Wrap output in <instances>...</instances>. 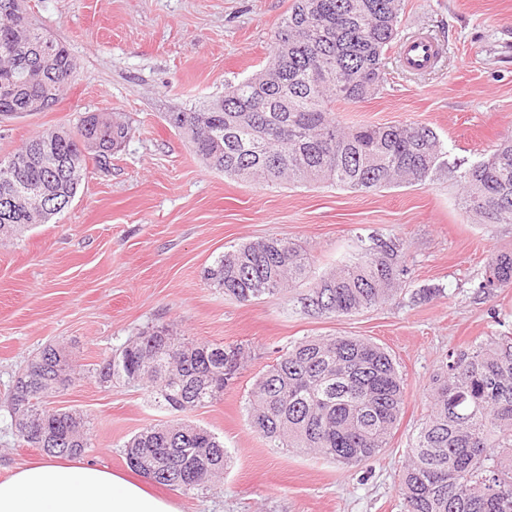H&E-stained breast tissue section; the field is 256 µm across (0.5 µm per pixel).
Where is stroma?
Masks as SVG:
<instances>
[{"label": "stroma", "mask_w": 512, "mask_h": 512, "mask_svg": "<svg viewBox=\"0 0 512 512\" xmlns=\"http://www.w3.org/2000/svg\"><path fill=\"white\" fill-rule=\"evenodd\" d=\"M294 0H25L47 35L69 49L75 79L50 111L0 123V156L82 113L109 112L131 134L109 168L88 162L71 205L50 223L0 242V479L41 459L11 427L8 393L41 348L58 342L76 369L156 326L248 358L220 401L186 420L223 438V479L185 494L156 493L181 512H404L398 475L428 413L426 390L447 355L512 334V288L477 292L490 255L512 249V224H471L454 164L486 158L512 137V0H404L399 38L431 36L443 47L434 69L404 70L386 53L379 91L340 103L343 125L408 122L432 128L448 165L423 185L358 192L268 187L207 168L165 115L205 104L260 68ZM371 235L403 245L402 288L386 304L327 318L304 309L307 287L244 305L209 286L203 271L231 247L285 237L311 254L318 277ZM420 288L443 289L433 302ZM372 340L405 383L388 448L356 467L293 449L274 450L246 424L256 378L290 343L310 336ZM91 420L86 463L127 472L124 443L169 420L142 389L100 388L84 378L52 398Z\"/></svg>", "instance_id": "obj_1"}]
</instances>
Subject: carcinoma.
<instances>
[{
    "label": "carcinoma",
    "instance_id": "carcinoma-1",
    "mask_svg": "<svg viewBox=\"0 0 512 512\" xmlns=\"http://www.w3.org/2000/svg\"><path fill=\"white\" fill-rule=\"evenodd\" d=\"M402 0H294L274 33L273 50L250 77L201 107L166 114L210 169L268 186L327 183L361 191L424 184L447 151L429 127L407 122L345 126L336 102L373 96L397 37ZM23 0H0V119L47 112L72 83L68 49L24 16ZM54 58L31 67L25 48ZM129 126L86 112L74 127L43 131L2 157L0 199L38 186L60 206L26 199L3 210L0 239L46 224L72 203L87 163L109 164ZM462 209L478 224H512V139L460 167ZM310 258L286 237L224 252L204 280L251 304L308 278ZM404 274L403 248L372 235L349 261L309 289L304 307L342 316L380 306ZM512 287V251L493 254L478 291ZM242 348L189 341L154 327L112 350L89 370L105 388L142 385L173 419L143 429L124 445L126 464L186 494L224 475L228 453L212 431L178 414L218 401L243 367ZM63 344L44 347L13 381L11 426L47 457H78L91 447L88 416L51 409L45 399L73 382ZM430 410L407 448L399 478L405 512H512V336H491L448 353L428 387ZM405 402L391 355L356 337H307L286 348L252 388L249 428L270 448H299L347 467L388 447Z\"/></svg>",
    "mask_w": 512,
    "mask_h": 512
}]
</instances>
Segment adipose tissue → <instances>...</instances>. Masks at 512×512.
Returning <instances> with one entry per match:
<instances>
[{
  "label": "adipose tissue",
  "mask_w": 512,
  "mask_h": 512,
  "mask_svg": "<svg viewBox=\"0 0 512 512\" xmlns=\"http://www.w3.org/2000/svg\"><path fill=\"white\" fill-rule=\"evenodd\" d=\"M0 512H181L138 479L77 460H40L0 480Z\"/></svg>",
  "instance_id": "1"
}]
</instances>
